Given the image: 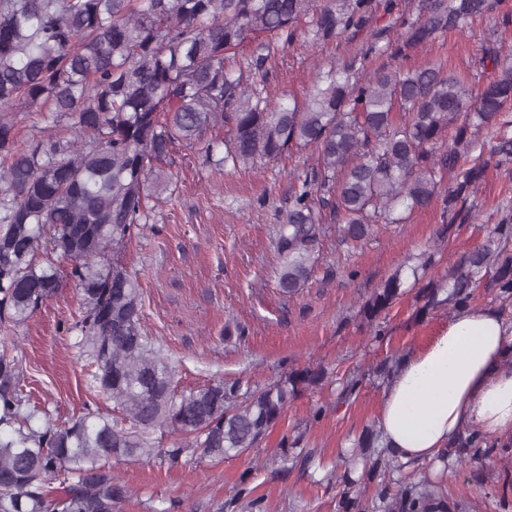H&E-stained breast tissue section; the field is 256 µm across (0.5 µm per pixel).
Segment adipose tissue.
Instances as JSON below:
<instances>
[{
    "mask_svg": "<svg viewBox=\"0 0 512 512\" xmlns=\"http://www.w3.org/2000/svg\"><path fill=\"white\" fill-rule=\"evenodd\" d=\"M511 357L512 320L489 307L458 308L384 385L381 447L403 461H430L468 431L512 439Z\"/></svg>",
    "mask_w": 512,
    "mask_h": 512,
    "instance_id": "obj_1",
    "label": "adipose tissue"
}]
</instances>
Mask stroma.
I'll use <instances>...</instances> for the list:
<instances>
[{
  "label": "stroma",
  "mask_w": 512,
  "mask_h": 512,
  "mask_svg": "<svg viewBox=\"0 0 512 512\" xmlns=\"http://www.w3.org/2000/svg\"><path fill=\"white\" fill-rule=\"evenodd\" d=\"M391 23L377 13L355 38L315 44L300 34L278 46L267 62L270 96L305 101L320 72ZM492 46L512 47V0L465 32L440 34L408 62L441 63L466 77ZM315 156L314 148L294 149L256 169L229 171L209 162L201 144L175 152L162 200L125 257L143 289V332L174 363L183 386L267 383L306 368L325 378L302 388L266 437L237 456L191 466L115 462L130 491L115 512H353L354 498L365 512H383V494L423 479L442 486L441 512H512L511 444L480 448L464 463L450 449L446 469L433 461L381 467L352 488L342 483L358 437L376 426L383 382L374 367L424 346L449 317L444 307L424 309L416 288L373 322L361 303L408 256L432 246L444 219L436 206L415 211L404 223L378 225L353 251L326 234L312 255L311 279L286 297L277 287L284 260L276 230ZM477 197L475 218L448 236L444 260L474 249L486 225L499 223L501 204H512V165L490 168ZM79 308L76 287L67 284L7 339L37 417L62 420L108 405L90 390L86 362L64 330ZM355 375L358 385L339 399L342 382Z\"/></svg>",
  "instance_id": "1"
}]
</instances>
